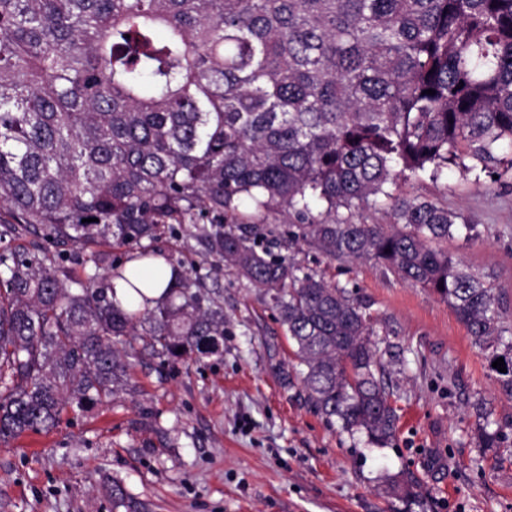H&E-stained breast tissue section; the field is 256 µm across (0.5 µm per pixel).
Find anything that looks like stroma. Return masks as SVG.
Instances as JSON below:
<instances>
[{"mask_svg": "<svg viewBox=\"0 0 512 512\" xmlns=\"http://www.w3.org/2000/svg\"><path fill=\"white\" fill-rule=\"evenodd\" d=\"M473 225L449 254L485 277L512 326V184L450 168L401 182ZM67 264L79 252L0 213V251ZM346 288L371 317L395 438L369 444L312 403L268 296L231 271L207 286L224 301L219 355L133 358L130 391L65 411L48 431L0 445V512H114L120 483L141 512H512V396L447 302L374 261L279 247ZM496 431L484 447L483 429ZM388 475L411 497H389Z\"/></svg>", "mask_w": 512, "mask_h": 512, "instance_id": "stroma-1", "label": "stroma"}]
</instances>
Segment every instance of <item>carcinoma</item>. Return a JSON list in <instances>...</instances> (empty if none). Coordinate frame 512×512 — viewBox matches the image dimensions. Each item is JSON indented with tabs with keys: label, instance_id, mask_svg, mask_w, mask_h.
<instances>
[{
	"label": "carcinoma",
	"instance_id": "carcinoma-1",
	"mask_svg": "<svg viewBox=\"0 0 512 512\" xmlns=\"http://www.w3.org/2000/svg\"><path fill=\"white\" fill-rule=\"evenodd\" d=\"M505 149L512 0H0V209L94 267L0 252V444L126 390L136 336L157 357L218 354L224 307L202 288L225 268L269 295L322 413L387 444L365 306L260 245L281 235L272 211L289 243L447 301L512 394L492 289L435 247L474 226L395 194L450 166L501 179ZM383 200L401 228L336 218ZM174 224L204 248L189 270L153 247ZM110 246L172 267L154 307L113 301L115 280L136 285Z\"/></svg>",
	"mask_w": 512,
	"mask_h": 512
}]
</instances>
